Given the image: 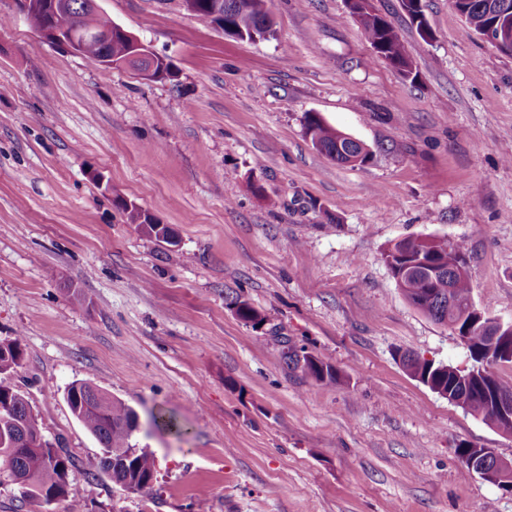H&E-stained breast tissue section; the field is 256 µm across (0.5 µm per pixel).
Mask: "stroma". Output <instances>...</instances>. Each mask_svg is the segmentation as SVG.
I'll return each mask as SVG.
<instances>
[{"label": "stroma", "instance_id": "35a3bbf8", "mask_svg": "<svg viewBox=\"0 0 512 512\" xmlns=\"http://www.w3.org/2000/svg\"><path fill=\"white\" fill-rule=\"evenodd\" d=\"M168 57L146 81L49 44L0 0V341L49 442L80 467L100 444L71 413L85 380L136 410L157 462L146 502L104 473L51 512H512L458 458L512 460L508 436L411 377L402 354L459 368L451 328L405 299L384 253L465 244L472 297L512 322V55L451 0H372L418 73L371 48L345 0H265L266 38L228 36L180 0H97ZM367 146L311 145L305 113ZM172 227L143 235L114 201ZM263 317L239 319L233 299ZM340 380L314 381L289 354ZM175 412L187 434L150 429Z\"/></svg>", "mask_w": 512, "mask_h": 512}]
</instances>
